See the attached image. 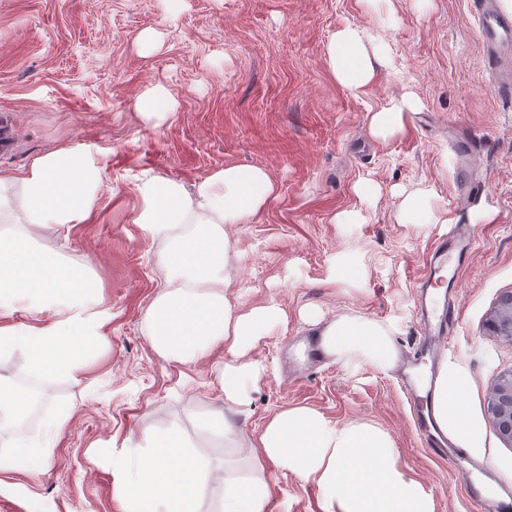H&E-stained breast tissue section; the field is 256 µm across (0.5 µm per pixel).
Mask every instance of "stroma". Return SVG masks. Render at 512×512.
I'll list each match as a JSON object with an SVG mask.
<instances>
[{
	"label": "stroma",
	"mask_w": 512,
	"mask_h": 512,
	"mask_svg": "<svg viewBox=\"0 0 512 512\" xmlns=\"http://www.w3.org/2000/svg\"><path fill=\"white\" fill-rule=\"evenodd\" d=\"M348 24L366 27L389 58L358 96L325 62L331 36ZM157 85L176 103L174 122L137 112L138 97ZM408 91L419 106L403 130L374 139L370 112ZM1 123L14 145L0 155V174H20L62 148L85 150L100 168L91 216L68 232L39 230L31 242L89 272L112 311L104 346L79 378L46 383L24 423L0 433L1 443L19 442L72 407L43 474L0 470L8 512H121L112 454L136 446L149 427L179 426L197 455L223 466V441L199 420L224 406L227 352L187 365L151 349L142 327L168 274L169 245L134 219L147 179L190 191L227 164L262 167L277 186L251 223L228 229L229 298L242 311L273 300L288 313L251 352L265 371L241 432L258 434L286 406L377 425L434 512H477L464 490L475 461L490 463L493 486L512 487V443L487 407L498 377L512 370V344L486 327L512 291V96L494 90L470 0H0ZM461 137L471 156L457 153ZM462 177L480 182L482 195L458 198ZM365 180L380 190L362 202L354 187ZM419 188L428 192L426 219L401 223L400 191ZM351 209L356 223H333ZM452 224L468 225L477 243L456 290L455 328L425 337L420 306L440 300L420 302L416 279ZM341 315L389 328L403 357L425 344L447 348V361L469 375L465 403L481 447L455 467L423 447L396 370L361 358L290 370L296 343ZM269 512H321L319 490L272 472Z\"/></svg>",
	"instance_id": "1"
}]
</instances>
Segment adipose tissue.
Here are the masks:
<instances>
[{
  "label": "adipose tissue",
  "mask_w": 512,
  "mask_h": 512,
  "mask_svg": "<svg viewBox=\"0 0 512 512\" xmlns=\"http://www.w3.org/2000/svg\"><path fill=\"white\" fill-rule=\"evenodd\" d=\"M327 66L352 93L370 87L388 63L364 27L349 24L330 39ZM412 95L372 112L369 132L388 140L402 131ZM101 171L76 149H60L37 158L18 176L0 174V196L20 187L26 221L34 227L72 229L93 212ZM142 207L135 219L143 233L170 244L168 275L150 307L143 334L164 360L192 364L220 346L231 358L221 373L224 407L209 419L212 430L239 456L224 468L220 512H268L269 468L311 482L320 491L322 512H434L433 501L399 462L390 435L367 422L338 425L320 411L284 407L253 437L240 435L237 422L250 411V391L264 367L248 353L269 326L288 320L276 302L236 312L227 296L231 286L232 243L227 225L246 224L276 193L268 172L258 166L227 165L201 181L194 194L177 182L153 178L139 188ZM31 314L23 324H0V357L25 360L24 384L0 378V430L29 411V391L52 380L77 379L100 352L112 313L100 289L84 272L35 249L28 235L0 227V315ZM320 347L334 362L360 353L382 370L394 368L398 353L383 325L361 316H343L320 332ZM466 374L441 368L435 386V415L451 441L461 448L479 445V429L461 397ZM70 415L61 407L39 437L0 454V468L40 474ZM144 443L113 455L116 494L122 512H201V491L211 465L188 452L177 426L147 429Z\"/></svg>",
  "instance_id": "ef3b65f1"
}]
</instances>
